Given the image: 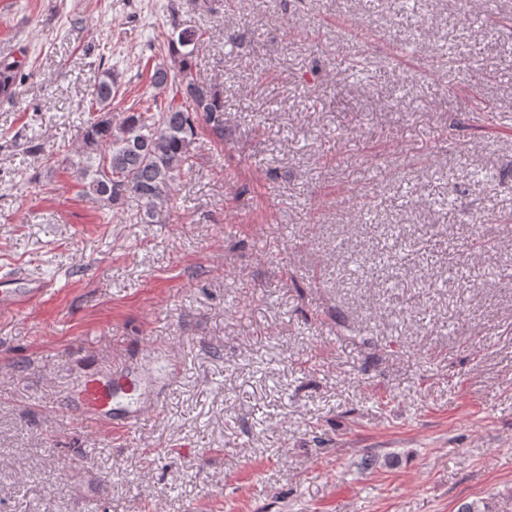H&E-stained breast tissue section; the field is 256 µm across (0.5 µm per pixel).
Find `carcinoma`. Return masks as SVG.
<instances>
[{
    "label": "carcinoma",
    "instance_id": "carcinoma-1",
    "mask_svg": "<svg viewBox=\"0 0 512 512\" xmlns=\"http://www.w3.org/2000/svg\"><path fill=\"white\" fill-rule=\"evenodd\" d=\"M202 33L183 29L170 38L173 65H155L152 83L170 90L166 99L144 109L131 106L120 120L110 117L115 79L101 72L87 105L82 146L63 162L80 176V195L102 209L120 210L126 200L140 202L139 218L146 224L169 206L175 185L185 173L199 129L224 139V100L193 71L195 49ZM448 57L471 70L482 64L479 53L466 55L448 47ZM20 60L0 61V93L22 74Z\"/></svg>",
    "mask_w": 512,
    "mask_h": 512
}]
</instances>
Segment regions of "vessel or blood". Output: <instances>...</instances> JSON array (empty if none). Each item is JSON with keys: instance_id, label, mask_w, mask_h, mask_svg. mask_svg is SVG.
<instances>
[{"instance_id": "vessel-or-blood-1", "label": "vessel or blood", "mask_w": 512, "mask_h": 512, "mask_svg": "<svg viewBox=\"0 0 512 512\" xmlns=\"http://www.w3.org/2000/svg\"><path fill=\"white\" fill-rule=\"evenodd\" d=\"M47 293L43 283L27 288H0V311H16L42 299ZM159 402L142 401L134 380L106 379L91 376L83 381L72 399L74 413L108 424L119 420L122 427L130 428L145 414L157 411Z\"/></svg>"}]
</instances>
